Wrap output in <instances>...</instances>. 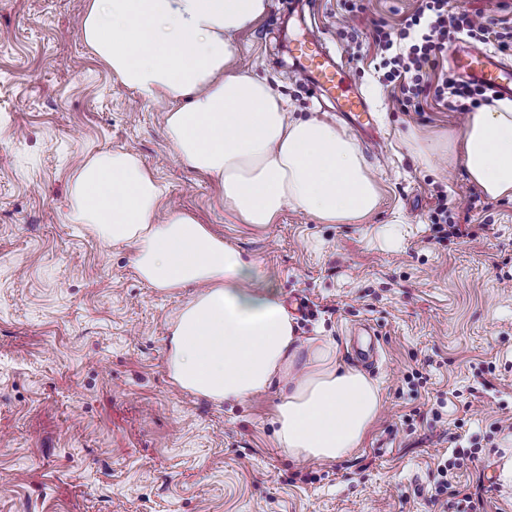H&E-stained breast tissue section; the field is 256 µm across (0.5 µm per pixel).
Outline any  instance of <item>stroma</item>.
<instances>
[{
    "label": "stroma",
    "mask_w": 512,
    "mask_h": 512,
    "mask_svg": "<svg viewBox=\"0 0 512 512\" xmlns=\"http://www.w3.org/2000/svg\"><path fill=\"white\" fill-rule=\"evenodd\" d=\"M416 0H271L237 34L239 66L296 117L340 122L296 71L317 39L345 55L372 21L399 27ZM86 0H0V512H512L498 463L512 455V200L463 168L423 161L405 137L445 146L464 113L403 108L368 49L346 82L375 114L358 138L380 186L374 212L321 224L286 209L258 231L224 210L213 179L184 167L164 108L143 102L80 34ZM136 153L188 211L255 261L253 282L290 307L296 334L338 346L375 381L382 410L345 458L294 462L274 432L279 387L229 406L172 381L167 327L192 289L163 294L132 250L68 220V185L88 156ZM454 222L434 224L439 196ZM469 494L434 503L438 459Z\"/></svg>",
    "instance_id": "1"
}]
</instances>
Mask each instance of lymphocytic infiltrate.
<instances>
[{"instance_id": "1", "label": "lymphocytic infiltrate", "mask_w": 512, "mask_h": 512, "mask_svg": "<svg viewBox=\"0 0 512 512\" xmlns=\"http://www.w3.org/2000/svg\"><path fill=\"white\" fill-rule=\"evenodd\" d=\"M488 26L483 15L449 6L448 0H420L397 30L374 22L373 44L382 58L384 85L397 89L396 101L402 105L429 94L451 112H470L490 104L488 88L436 71L449 44L485 37Z\"/></svg>"}]
</instances>
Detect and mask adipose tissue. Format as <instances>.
<instances>
[{
  "label": "adipose tissue",
  "instance_id": "adipose-tissue-1",
  "mask_svg": "<svg viewBox=\"0 0 512 512\" xmlns=\"http://www.w3.org/2000/svg\"><path fill=\"white\" fill-rule=\"evenodd\" d=\"M270 0H87L81 35L93 55L146 102L165 104L180 163L217 184L240 223L263 229L288 207L322 224L371 214L379 186L356 141L316 116L291 117L264 80L236 68L233 39ZM449 159L485 195L512 199V103L471 113ZM69 213L102 245H127L151 288L196 294L168 329L173 382L239 403L285 382L276 437L298 462L336 460L361 445L381 408L378 385L339 360L327 339L300 340L286 307L251 281V261L191 213L164 205L140 158L102 151L70 179Z\"/></svg>",
  "mask_w": 512,
  "mask_h": 512
}]
</instances>
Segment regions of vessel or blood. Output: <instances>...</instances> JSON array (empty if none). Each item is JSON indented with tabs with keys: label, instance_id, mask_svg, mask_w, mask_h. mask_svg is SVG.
I'll list each match as a JSON object with an SVG mask.
<instances>
[{
	"label": "vessel or blood",
	"instance_id": "vessel-or-blood-1",
	"mask_svg": "<svg viewBox=\"0 0 512 512\" xmlns=\"http://www.w3.org/2000/svg\"><path fill=\"white\" fill-rule=\"evenodd\" d=\"M297 60L312 85L336 99L339 109L355 126L371 131L375 128L372 110L364 96L349 90L339 64L320 41L299 43ZM457 75L478 82L500 95L512 96V66L494 51L460 45L451 57Z\"/></svg>",
	"mask_w": 512,
	"mask_h": 512
}]
</instances>
